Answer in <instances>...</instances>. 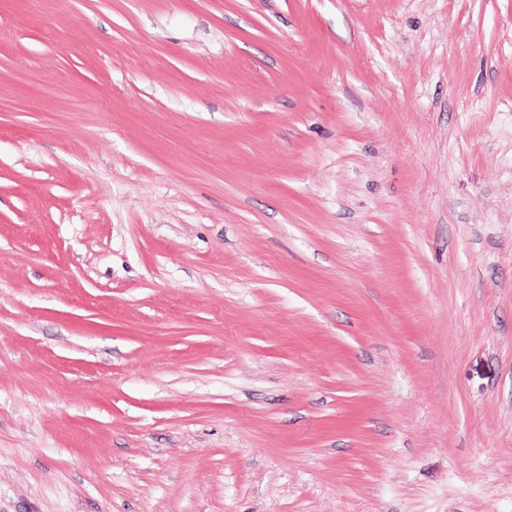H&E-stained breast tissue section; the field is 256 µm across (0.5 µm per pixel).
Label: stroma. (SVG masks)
<instances>
[{"mask_svg": "<svg viewBox=\"0 0 512 512\" xmlns=\"http://www.w3.org/2000/svg\"><path fill=\"white\" fill-rule=\"evenodd\" d=\"M0 512H512V0H0Z\"/></svg>", "mask_w": 512, "mask_h": 512, "instance_id": "1", "label": "stroma"}]
</instances>
